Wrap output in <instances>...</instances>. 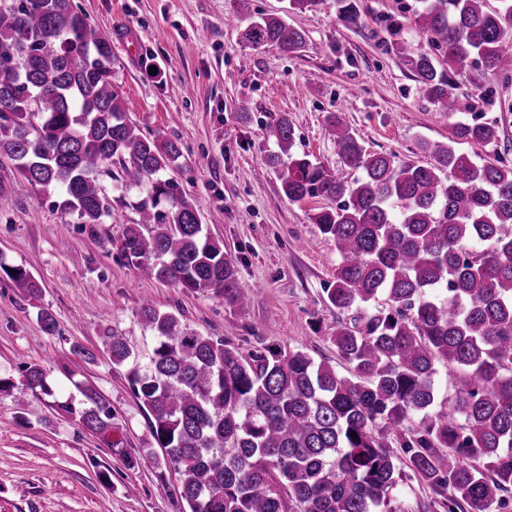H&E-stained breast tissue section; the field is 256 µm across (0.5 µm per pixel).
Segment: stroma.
Wrapping results in <instances>:
<instances>
[{"instance_id":"35a3bbf8","label":"stroma","mask_w":512,"mask_h":512,"mask_svg":"<svg viewBox=\"0 0 512 512\" xmlns=\"http://www.w3.org/2000/svg\"><path fill=\"white\" fill-rule=\"evenodd\" d=\"M112 40L118 85L130 118L148 137L178 143L182 156L170 178L201 216L223 210L224 221L204 231L234 258L238 280L250 292L247 312L210 292H186L130 269L118 253L135 211L114 204L108 223H76L59 196L34 191L9 162L0 163V263L21 265L41 285L30 296L0 280V374L13 389L0 393V512H179L170 492L177 476L149 430V415L134 396L126 369L113 365L100 334L122 333L140 363L156 343L138 318L143 299L179 313L182 323L241 351L263 344L300 350L347 366L331 336L336 311L324 302L339 256L312 216L319 197L289 201L277 171L266 164L276 146L265 124L287 113L294 150L327 167L340 166L328 134L331 120L349 127L366 152L425 163L420 140L444 142L454 121L496 123L512 164V79L476 68L460 80V110L440 112L423 94L394 42L419 43L417 0H359L360 22L347 23L336 0H314L288 13L306 35L303 51L244 46L240 34L263 15L286 11V0H251L237 15L236 0H75ZM134 32L137 51L124 33ZM56 323L45 332L39 320ZM93 352L86 360L74 346ZM40 365L52 396L32 392L24 366ZM92 387L112 409V423L130 452L123 459L70 416L59 402Z\"/></svg>"}]
</instances>
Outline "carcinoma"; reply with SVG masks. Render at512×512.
I'll return each mask as SVG.
<instances>
[{"mask_svg":"<svg viewBox=\"0 0 512 512\" xmlns=\"http://www.w3.org/2000/svg\"><path fill=\"white\" fill-rule=\"evenodd\" d=\"M414 23L428 49L399 54L441 112L458 109L471 66L512 76V0H419ZM252 48L297 53L304 32L267 15L241 34ZM109 37L74 0H0V159L32 188L62 194L80 224L112 214L136 189L138 214L120 252L137 273L186 291H210L244 311L235 260L203 232L192 200L162 172L177 164L172 140L142 134L112 83ZM278 152L282 191L320 196L313 216L340 262L325 302L342 376L301 351L244 353L182 324L146 299L138 317L156 333L140 365L121 334L104 329L112 363L128 366L133 394L178 475L172 495L188 512H397L392 491L405 471L421 478L443 512H505L512 501V165L496 151L498 127L455 123L446 142L424 141L430 162L368 154L332 120L329 135L352 180L292 152L283 113L265 126ZM471 154L456 148L460 142ZM0 272L31 295L23 266ZM458 372L454 400L439 397L438 364ZM29 388L50 396L43 368L25 367ZM129 468L136 457L112 437V412L87 388L59 404ZM412 415L414 427L404 426ZM356 437H351V433Z\"/></svg>","mask_w":512,"mask_h":512,"instance_id":"1","label":"carcinoma"}]
</instances>
